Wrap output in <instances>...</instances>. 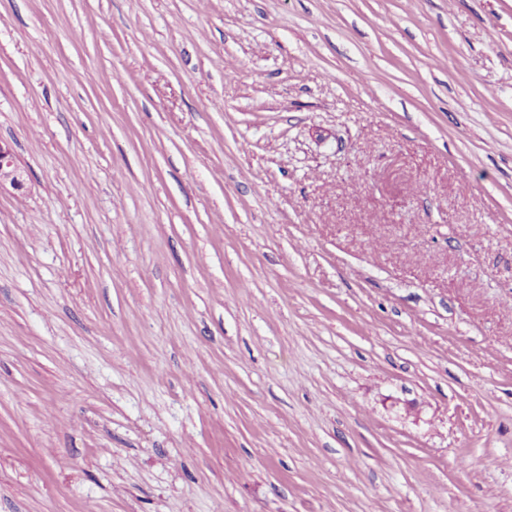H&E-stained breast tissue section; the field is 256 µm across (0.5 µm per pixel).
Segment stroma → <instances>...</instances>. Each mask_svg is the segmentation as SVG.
<instances>
[{
	"instance_id": "stroma-1",
	"label": "stroma",
	"mask_w": 512,
	"mask_h": 512,
	"mask_svg": "<svg viewBox=\"0 0 512 512\" xmlns=\"http://www.w3.org/2000/svg\"><path fill=\"white\" fill-rule=\"evenodd\" d=\"M0 512H512V0H0ZM6 184L21 190L24 187V178L10 145L0 142V187Z\"/></svg>"
}]
</instances>
